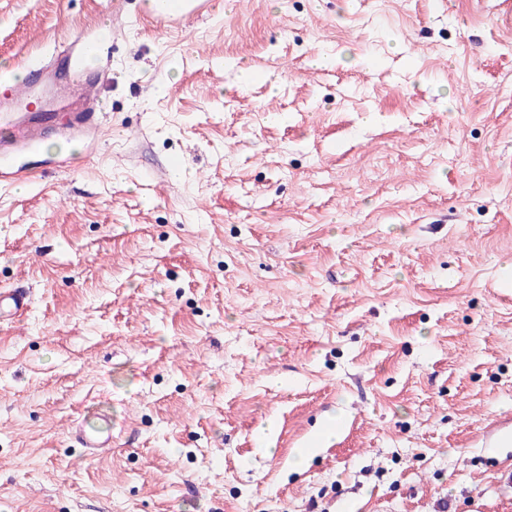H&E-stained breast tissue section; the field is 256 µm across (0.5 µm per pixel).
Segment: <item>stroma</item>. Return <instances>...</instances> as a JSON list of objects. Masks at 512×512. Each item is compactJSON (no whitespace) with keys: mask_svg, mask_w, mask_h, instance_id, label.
Here are the masks:
<instances>
[{"mask_svg":"<svg viewBox=\"0 0 512 512\" xmlns=\"http://www.w3.org/2000/svg\"><path fill=\"white\" fill-rule=\"evenodd\" d=\"M500 2L213 0L159 33L147 0H0V113L41 127L0 162V290L33 295L0 323V512H512ZM103 63L91 152L56 99ZM74 434L89 458L112 449V420L107 415L83 419L76 423Z\"/></svg>","mask_w":512,"mask_h":512,"instance_id":"stroma-1","label":"stroma"}]
</instances>
